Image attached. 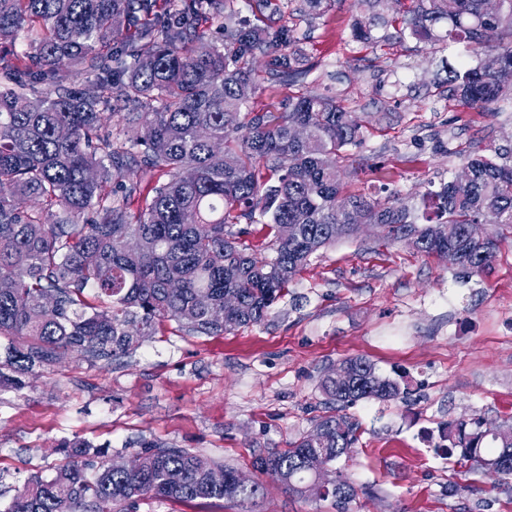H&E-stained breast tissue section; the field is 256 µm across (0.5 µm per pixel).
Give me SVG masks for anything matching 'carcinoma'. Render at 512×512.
<instances>
[{"label":"carcinoma","instance_id":"obj_1","mask_svg":"<svg viewBox=\"0 0 512 512\" xmlns=\"http://www.w3.org/2000/svg\"><path fill=\"white\" fill-rule=\"evenodd\" d=\"M255 22L242 23L230 0H0V44L21 41L36 66L0 62V336L9 338L3 369L29 371L69 351L103 359L126 355L175 321L197 335L257 325L288 295L289 284L319 250L365 222L389 241L412 235L418 251L446 258L452 249L467 276L490 271L497 242H478L466 226L486 211L512 226V147L466 155L470 176L422 194L421 206L397 194L384 201L342 195L340 160L367 127L342 102L308 89L295 30L280 23L273 0H248ZM395 6L393 38L463 41L468 58L448 66V97L463 108L512 100V0H353V38L376 47V7ZM224 39L205 41L208 20ZM264 70H258L260 60ZM73 64L94 76V91L60 73ZM295 87L281 110L251 106L258 80ZM133 112H101L110 101ZM149 130L120 138L113 121ZM168 176L134 207L131 166ZM34 201L22 210L16 199ZM264 240L253 245L252 226ZM285 224L297 225L291 239ZM269 252L263 256L261 252ZM95 290L105 306L86 300ZM236 305L215 318L210 307ZM349 378H324L335 413L314 430L253 461L292 492L332 497L344 508L357 490L336 462L358 441L359 425L341 414L361 400L407 394L363 358L346 360ZM450 422L435 448L456 457L461 473L502 463L512 478V428ZM140 465L97 464L74 442L70 461L50 478L33 475L5 512H136L145 498H249L259 484L236 486L237 469L220 463L224 487L211 485L185 448L147 443ZM324 466L317 486L307 465Z\"/></svg>","mask_w":512,"mask_h":512}]
</instances>
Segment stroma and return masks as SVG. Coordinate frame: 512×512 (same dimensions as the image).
I'll return each instance as SVG.
<instances>
[{"mask_svg": "<svg viewBox=\"0 0 512 512\" xmlns=\"http://www.w3.org/2000/svg\"><path fill=\"white\" fill-rule=\"evenodd\" d=\"M301 3L281 0V21L312 66L307 86L345 99L368 124L347 192L382 200L396 191L414 204L427 182L460 171L462 151L512 145V109L459 107L437 89L464 43L389 41L378 26L373 49L353 40L348 0L313 20ZM485 230L498 244L486 275L464 277L366 226L321 250L262 324L205 336L168 322L126 356L68 351L24 374L21 388L0 387V510L25 479L54 474L62 444L81 440L107 462L145 443L186 448L261 485L245 500L148 498L138 512H337L334 500L289 493L252 461L330 414L323 376L362 357L410 394L347 408L360 425L337 463L358 491L347 512H512V483L456 472L435 449L451 421L512 424V227Z\"/></svg>", "mask_w": 512, "mask_h": 512, "instance_id": "1", "label": "stroma"}]
</instances>
